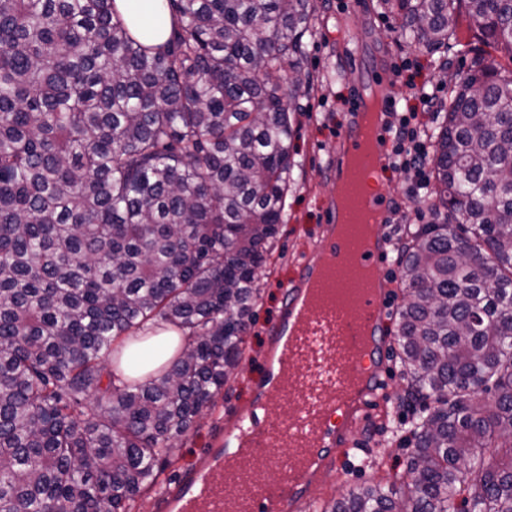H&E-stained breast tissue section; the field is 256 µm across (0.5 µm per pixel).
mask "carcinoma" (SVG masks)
I'll return each instance as SVG.
<instances>
[{
	"mask_svg": "<svg viewBox=\"0 0 512 512\" xmlns=\"http://www.w3.org/2000/svg\"><path fill=\"white\" fill-rule=\"evenodd\" d=\"M512 63V0H383ZM0 0V512H132L236 376L285 224L315 0ZM294 87L280 93L283 75ZM438 224L400 245L406 469L330 512H512V69L475 56L430 128ZM187 335L154 376L118 343ZM400 485L399 495L390 486ZM162 0H115L117 10L133 32L151 31L154 43H163L171 30Z\"/></svg>",
	"mask_w": 512,
	"mask_h": 512,
	"instance_id": "obj_1",
	"label": "carcinoma"
}]
</instances>
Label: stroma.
I'll list each match as a JSON object with an SVG mask.
<instances>
[{"label": "stroma", "instance_id": "stroma-1", "mask_svg": "<svg viewBox=\"0 0 512 512\" xmlns=\"http://www.w3.org/2000/svg\"><path fill=\"white\" fill-rule=\"evenodd\" d=\"M318 20L316 33L308 46L305 68L318 79L317 87L300 97L303 108L294 140V166L287 196L288 221L278 241L272 264L262 278L261 298L256 317L245 335L243 361L233 381L216 397L212 411L204 413L175 442L171 462L163 474L165 487L188 477L208 448L224 435V427L238 410L250 403L263 376V359L267 336L281 313L287 285L294 279L301 258L318 243L323 228V213L332 199L336 183L329 171L328 158L336 148V135L346 124L352 111L354 90L359 83L362 66L355 63L343 46L341 17H348L353 28H365V52L395 65L408 60L411 67L394 79V96L418 108L411 97L415 84H441L456 72L466 71L478 48L475 30L461 24L458 39L462 51L448 54L447 67L433 64L430 55L415 47L397 44L390 36L394 24L379 0H316ZM412 177L404 172L383 169L380 184L391 198V208L407 215L408 222L421 225L435 223V215L426 203L407 196L405 189ZM391 396L397 407L378 412L360 425L349 447L336 451V466L319 479L320 504L330 505L351 488L379 479L381 472L404 470L411 453L404 443L416 420L427 410L419 402H401L407 386L397 356L389 358Z\"/></svg>", "mask_w": 512, "mask_h": 512}]
</instances>
